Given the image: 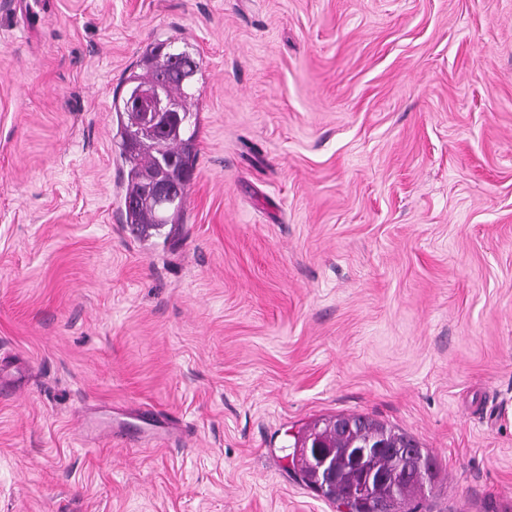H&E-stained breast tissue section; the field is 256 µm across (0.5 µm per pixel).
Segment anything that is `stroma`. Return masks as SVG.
I'll list each match as a JSON object with an SVG mask.
<instances>
[{"label":"stroma","mask_w":512,"mask_h":512,"mask_svg":"<svg viewBox=\"0 0 512 512\" xmlns=\"http://www.w3.org/2000/svg\"><path fill=\"white\" fill-rule=\"evenodd\" d=\"M164 40L144 241L112 97ZM0 387V512H338L289 447L340 414L434 455L416 512H512V0H0ZM164 42L147 50L139 64V72H132L126 79L127 89L131 86L151 85L164 73L169 74L164 82L166 94L177 100L184 112L166 97L161 85L132 87L128 95L117 94L112 100V112H115L117 136L120 137V157L126 164L122 186L124 191L123 223L129 226L142 239L160 235L168 224H182L187 187L194 169L197 155V114L190 112L188 100L194 97L189 91L194 77L200 71L199 61L192 59L190 65H183L178 59L173 60L161 53ZM126 89V90H127ZM129 103L134 107L131 112ZM141 106L145 107V110ZM140 113V134L151 133L137 139L133 148L128 147V140L135 131ZM191 118V124L179 131L152 132L163 122L170 123L175 115ZM192 127V129H191ZM160 178L176 188L178 197L165 206L159 202L174 199L173 190L164 182L155 180L153 194L151 181Z\"/></svg>","instance_id":"obj_1"}]
</instances>
